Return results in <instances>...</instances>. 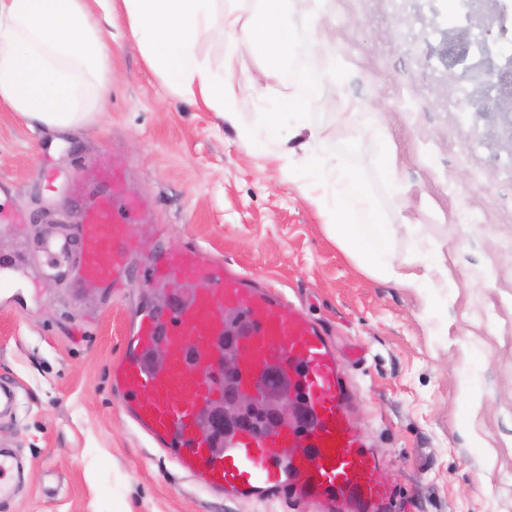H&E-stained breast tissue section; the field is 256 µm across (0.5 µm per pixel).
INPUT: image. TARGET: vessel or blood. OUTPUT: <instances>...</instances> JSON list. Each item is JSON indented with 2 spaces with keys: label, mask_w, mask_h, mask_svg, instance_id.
<instances>
[{
  "label": "vessel or blood",
  "mask_w": 512,
  "mask_h": 512,
  "mask_svg": "<svg viewBox=\"0 0 512 512\" xmlns=\"http://www.w3.org/2000/svg\"><path fill=\"white\" fill-rule=\"evenodd\" d=\"M103 193L81 210L69 240L44 243L50 264L74 263L75 280L94 278L117 287L129 270L131 228L146 209L127 189L124 172L98 168L73 178L74 193L86 183ZM145 273L159 283L171 276L194 281L191 299H169L139 311L112 386L137 430L164 450L199 487L227 498H292L319 512H370L390 488L381 463L351 425L346 406V367L331 336L283 294L224 265L202 246L169 241ZM238 315L239 385L263 394L270 368L301 388L306 419L276 433L242 429L227 434L213 452L205 422L224 367L228 320ZM165 349L166 360L155 358ZM17 464L0 448V498L11 496L7 479Z\"/></svg>",
  "instance_id": "obj_1"
}]
</instances>
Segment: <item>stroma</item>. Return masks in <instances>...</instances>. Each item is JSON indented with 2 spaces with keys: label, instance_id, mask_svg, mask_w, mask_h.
<instances>
[{
  "label": "stroma",
  "instance_id": "35a3bbf8",
  "mask_svg": "<svg viewBox=\"0 0 512 512\" xmlns=\"http://www.w3.org/2000/svg\"><path fill=\"white\" fill-rule=\"evenodd\" d=\"M91 10L110 51L104 111L57 132L0 106V256L27 249L0 295V381L19 392L0 443L24 460L0 512H315L201 491L122 415L111 366L133 309L170 295L144 273L170 238L269 281L341 355L356 354L348 415L381 460L393 512H512V115L464 112L449 95L447 19L431 0H329L328 47L307 50L323 76L311 100L318 153L358 174L379 222L397 225L396 263L428 253L447 266L432 297L361 271L311 203L321 173L286 168L266 131L241 139L199 95L174 89L133 38L123 0ZM195 50L242 100L243 124L301 91L209 30ZM92 160L128 169L165 227L138 234L118 295L72 286L42 251L72 234L83 201L64 185ZM15 210L28 222L13 223ZM405 217L415 232L400 228Z\"/></svg>",
  "mask_w": 512,
  "mask_h": 512
}]
</instances>
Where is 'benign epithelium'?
Returning a JSON list of instances; mask_svg holds the SVG:
<instances>
[{
  "instance_id": "benign-epithelium-1",
  "label": "benign epithelium",
  "mask_w": 512,
  "mask_h": 512,
  "mask_svg": "<svg viewBox=\"0 0 512 512\" xmlns=\"http://www.w3.org/2000/svg\"><path fill=\"white\" fill-rule=\"evenodd\" d=\"M493 16L483 18L478 15L477 8L470 13L471 26L481 30L485 37L489 36L491 27L501 11L499 0ZM441 55L446 59L448 75L454 76L458 68L463 72L458 82L451 84L453 93H458L460 86L469 88L470 104L483 101L484 88L491 82L499 87L494 98V107L499 112H512V56L502 52H493L489 45H483L481 56L469 58V43L465 37L450 26L447 38L443 43ZM236 336H228V352L224 353V394L217 402L205 425V430L212 436L228 434L235 430L253 427V415L257 412L263 416L262 429L278 431L298 418V406L291 398L290 390L281 387L269 391L268 397L258 400L256 396L243 392L238 384L232 382L236 376L238 356L235 346Z\"/></svg>"
}]
</instances>
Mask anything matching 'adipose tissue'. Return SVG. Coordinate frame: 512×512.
<instances>
[{"instance_id": "ef3b65f1", "label": "adipose tissue", "mask_w": 512, "mask_h": 512, "mask_svg": "<svg viewBox=\"0 0 512 512\" xmlns=\"http://www.w3.org/2000/svg\"><path fill=\"white\" fill-rule=\"evenodd\" d=\"M109 66L105 39L93 22L87 0H0V106L51 129L83 122L102 104ZM305 162L331 181L335 203L313 197L321 210L332 209L329 230L340 247L369 273L402 288H444L448 269L422 256L415 270L390 258L395 228L377 220L375 205L358 178L335 157L315 154L318 128L299 124Z\"/></svg>"}]
</instances>
